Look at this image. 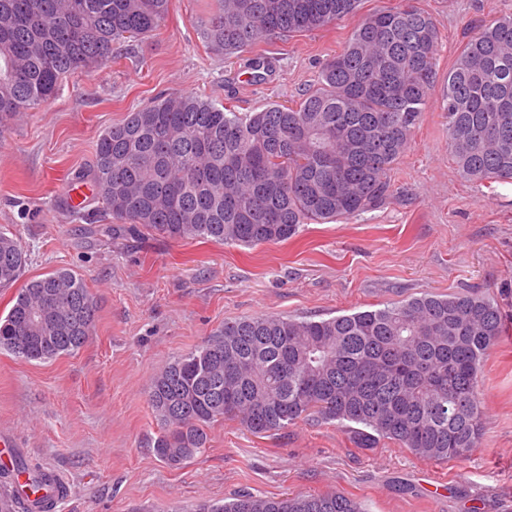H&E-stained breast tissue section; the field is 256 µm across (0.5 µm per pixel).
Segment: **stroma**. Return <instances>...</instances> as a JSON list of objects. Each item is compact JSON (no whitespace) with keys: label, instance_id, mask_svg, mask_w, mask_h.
<instances>
[{"label":"stroma","instance_id":"35a3bbf8","mask_svg":"<svg viewBox=\"0 0 512 512\" xmlns=\"http://www.w3.org/2000/svg\"><path fill=\"white\" fill-rule=\"evenodd\" d=\"M401 2L361 0L358 16L334 26L258 42L252 55L275 65L253 82L242 59L225 58L204 37L216 0H172L157 35L114 45L113 63L64 79L0 138V230L16 235L27 257L15 285L0 288V315L28 281L60 268L81 277L97 302L94 332L78 352L50 361L0 352V437L69 485L55 512H174L244 493L325 492L356 498L367 512H512V331L485 358L484 432L464 461L421 459L387 440L361 449L349 432L312 421L266 435L216 422L204 453L178 469L150 447L162 431L148 401L152 378L224 322L321 320L479 289L512 323V184L460 176L438 96L394 166L384 206L303 225L283 243L111 238L49 207L77 190L82 211L97 208L83 174L100 135L126 113L171 91L238 112L299 101L359 15ZM416 4L439 31L442 77L463 41L512 14V0Z\"/></svg>","mask_w":512,"mask_h":512}]
</instances>
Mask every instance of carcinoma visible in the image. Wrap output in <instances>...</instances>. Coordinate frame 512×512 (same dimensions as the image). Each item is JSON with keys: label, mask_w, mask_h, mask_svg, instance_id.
<instances>
[{"label": "carcinoma", "mask_w": 512, "mask_h": 512, "mask_svg": "<svg viewBox=\"0 0 512 512\" xmlns=\"http://www.w3.org/2000/svg\"><path fill=\"white\" fill-rule=\"evenodd\" d=\"M172 0H0V134L52 99L73 74L112 62L114 44L164 25ZM360 0H219L206 39L226 55L262 39L327 28ZM439 32L405 0L366 15L315 86L293 106L232 112L170 92L99 137L88 177L113 235L125 225L162 238L258 247L303 224L347 220L386 204L390 172L437 81ZM440 107L459 174L512 184V16L483 26L443 80ZM26 263L0 230V287ZM97 306L82 278L60 269L29 281L0 317V352L50 360L82 348ZM482 291L428 293L329 319L248 316L224 323L152 380L165 430L151 444L177 467L205 451L208 427L238 421L253 434L314 418L359 448L389 440L417 457L463 460L482 435L479 382L504 336ZM0 512H51L41 467L0 466ZM193 512H365L336 492L242 494Z\"/></svg>", "instance_id": "carcinoma-1"}]
</instances>
